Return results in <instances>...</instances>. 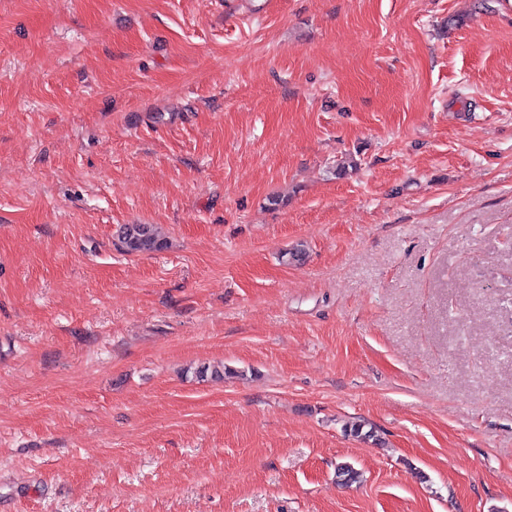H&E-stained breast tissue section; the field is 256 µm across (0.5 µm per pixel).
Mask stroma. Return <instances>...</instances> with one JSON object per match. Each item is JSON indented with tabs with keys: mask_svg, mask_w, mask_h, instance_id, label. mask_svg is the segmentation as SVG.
<instances>
[{
	"mask_svg": "<svg viewBox=\"0 0 512 512\" xmlns=\"http://www.w3.org/2000/svg\"><path fill=\"white\" fill-rule=\"evenodd\" d=\"M0 512H512V0H0ZM119 242L129 255H140L161 251L166 241L153 224H123L119 228Z\"/></svg>",
	"mask_w": 512,
	"mask_h": 512,
	"instance_id": "35a3bbf8",
	"label": "stroma"
}]
</instances>
